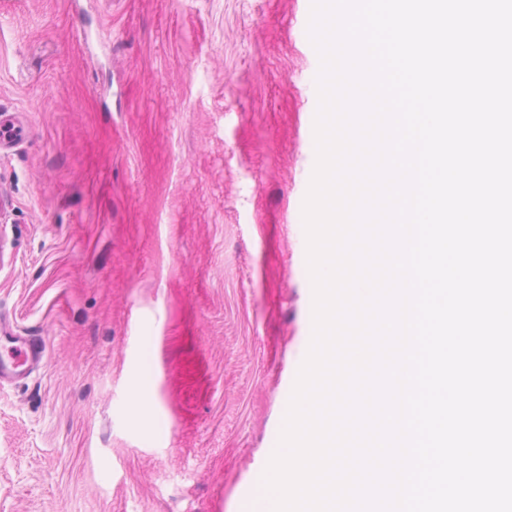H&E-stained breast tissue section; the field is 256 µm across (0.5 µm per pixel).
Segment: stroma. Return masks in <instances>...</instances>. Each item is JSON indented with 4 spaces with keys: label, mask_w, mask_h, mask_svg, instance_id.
Wrapping results in <instances>:
<instances>
[{
    "label": "stroma",
    "mask_w": 512,
    "mask_h": 512,
    "mask_svg": "<svg viewBox=\"0 0 512 512\" xmlns=\"http://www.w3.org/2000/svg\"><path fill=\"white\" fill-rule=\"evenodd\" d=\"M311 0H0V512H242L313 333ZM46 362L41 338L18 331L10 318L0 317V385L21 382Z\"/></svg>",
    "instance_id": "stroma-1"
}]
</instances>
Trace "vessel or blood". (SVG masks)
<instances>
[{
    "instance_id": "1",
    "label": "vessel or blood",
    "mask_w": 512,
    "mask_h": 512,
    "mask_svg": "<svg viewBox=\"0 0 512 512\" xmlns=\"http://www.w3.org/2000/svg\"><path fill=\"white\" fill-rule=\"evenodd\" d=\"M46 362L41 338L18 331L8 317H0V385L29 378Z\"/></svg>"
}]
</instances>
